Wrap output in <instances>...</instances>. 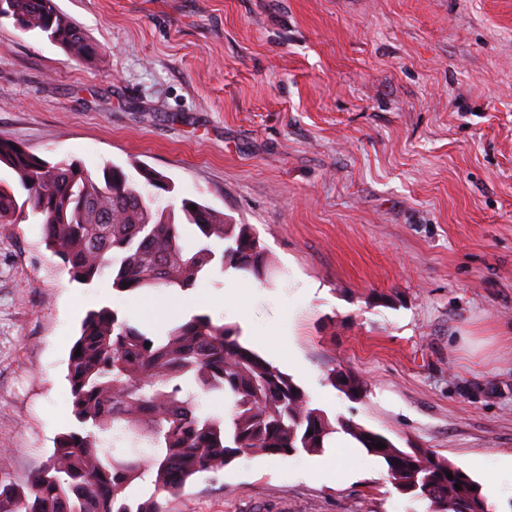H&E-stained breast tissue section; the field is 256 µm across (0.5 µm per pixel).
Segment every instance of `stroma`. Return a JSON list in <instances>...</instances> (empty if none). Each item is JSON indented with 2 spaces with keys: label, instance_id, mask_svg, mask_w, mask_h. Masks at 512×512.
<instances>
[{
  "label": "stroma",
  "instance_id": "1",
  "mask_svg": "<svg viewBox=\"0 0 512 512\" xmlns=\"http://www.w3.org/2000/svg\"><path fill=\"white\" fill-rule=\"evenodd\" d=\"M79 60L0 19V135L90 174L166 176L255 228L269 280L240 340L329 418L421 448L482 485L512 457V0H56ZM72 280L41 225L0 224V482L74 424L88 311L155 324L146 292ZM362 383L349 397L331 383ZM329 474H304L310 462ZM169 512H426L375 457L243 454Z\"/></svg>",
  "mask_w": 512,
  "mask_h": 512
}]
</instances>
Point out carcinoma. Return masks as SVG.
<instances>
[{
	"mask_svg": "<svg viewBox=\"0 0 512 512\" xmlns=\"http://www.w3.org/2000/svg\"><path fill=\"white\" fill-rule=\"evenodd\" d=\"M10 17L75 58L96 55L55 0H12ZM0 165L15 174L14 184L0 185V222L41 224L46 247L79 283L108 274L118 292L185 290L216 266L267 276L250 225L227 224L224 213L191 200L178 215L118 166L94 178L74 161L51 163L3 135ZM185 222L197 228L191 243ZM71 352L77 428L57 438L27 489L0 483V512H165L161 496L220 473L244 451L315 454L340 432L380 458L397 492L428 501V512H489L482 486L462 468L352 421L332 423L291 376L241 343L235 326L208 314L138 327L101 307L87 313ZM331 382L348 396L359 393L349 375ZM211 393L230 401L229 413L202 409L201 396Z\"/></svg>",
	"mask_w": 512,
	"mask_h": 512,
	"instance_id": "1",
	"label": "carcinoma"
}]
</instances>
